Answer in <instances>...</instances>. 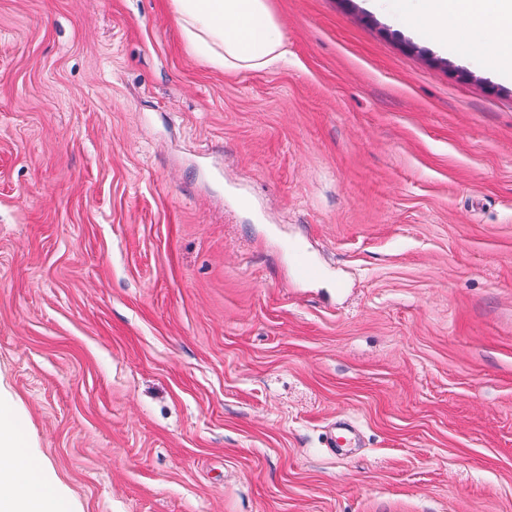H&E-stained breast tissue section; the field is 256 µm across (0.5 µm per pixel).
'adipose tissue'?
Returning a JSON list of instances; mask_svg holds the SVG:
<instances>
[{
  "mask_svg": "<svg viewBox=\"0 0 512 512\" xmlns=\"http://www.w3.org/2000/svg\"><path fill=\"white\" fill-rule=\"evenodd\" d=\"M417 28L445 47L458 28L489 34L497 75L512 79V0H419ZM193 52L227 71L264 70L288 58V44L268 0H172ZM8 414L0 413V512H68L41 464L27 456Z\"/></svg>",
  "mask_w": 512,
  "mask_h": 512,
  "instance_id": "obj_1",
  "label": "adipose tissue"
}]
</instances>
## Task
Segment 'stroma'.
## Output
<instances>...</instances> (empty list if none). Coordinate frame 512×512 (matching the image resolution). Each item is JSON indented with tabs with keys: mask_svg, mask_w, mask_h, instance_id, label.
Listing matches in <instances>:
<instances>
[{
	"mask_svg": "<svg viewBox=\"0 0 512 512\" xmlns=\"http://www.w3.org/2000/svg\"><path fill=\"white\" fill-rule=\"evenodd\" d=\"M268 3L229 74L170 0H0V409L69 512H512V80Z\"/></svg>",
	"mask_w": 512,
	"mask_h": 512,
	"instance_id": "1",
	"label": "stroma"
}]
</instances>
